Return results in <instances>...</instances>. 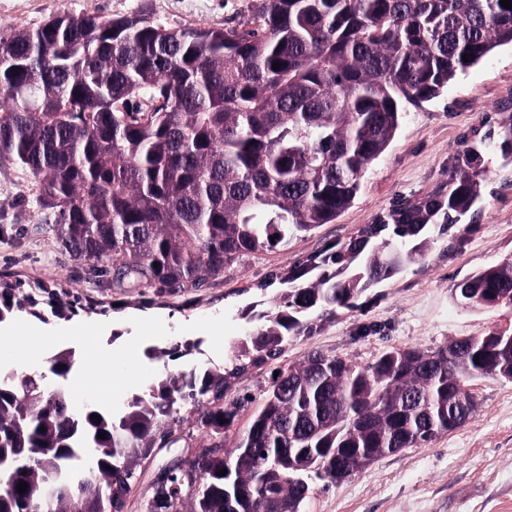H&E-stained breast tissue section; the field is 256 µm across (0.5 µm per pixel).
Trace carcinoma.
<instances>
[{"mask_svg":"<svg viewBox=\"0 0 512 512\" xmlns=\"http://www.w3.org/2000/svg\"><path fill=\"white\" fill-rule=\"evenodd\" d=\"M509 44L512 10L500 0H260L203 28L143 13L59 14L0 33V57L26 63L21 73L0 70V161L29 171L58 242L94 263V277L160 294L200 288L245 257L335 221L394 139L404 105L438 97ZM488 154L512 165V117L467 146L431 194L271 275L281 285L274 307L259 311L253 301L240 310L252 329L231 345L228 367L167 371L122 410L97 408L99 421L61 387L39 402L23 385L0 383V455L38 444L50 449L46 472L62 457L78 466L76 422L92 434L102 488L73 490L56 507L122 512L137 481L130 466L180 428L186 410L214 440L194 512H225L223 469L238 481L239 512H301L307 495L271 466L272 449L323 448L355 471L377 448L433 442L421 430L434 420L441 435L459 428L476 403L450 425L440 402L450 386L469 400L464 377L512 365L499 332L455 341L460 363L451 366L414 349L422 362L402 367L395 349L364 368L338 358L325 375L312 365L323 354L311 353L302 370H278L234 448L224 450L221 437L233 417L224 409L232 376L279 359L312 318L354 307L422 262L438 239L461 244V217L480 198ZM21 288L0 276V323L36 306L30 294L17 297ZM469 288L476 307L502 294L512 300V262L472 275ZM197 348L151 352L176 361ZM21 407L27 419L18 424Z\"/></svg>","mask_w":512,"mask_h":512,"instance_id":"1","label":"carcinoma"}]
</instances>
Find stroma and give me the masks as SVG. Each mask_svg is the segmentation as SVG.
<instances>
[{
	"mask_svg": "<svg viewBox=\"0 0 512 512\" xmlns=\"http://www.w3.org/2000/svg\"><path fill=\"white\" fill-rule=\"evenodd\" d=\"M256 2L0 0V32L33 28L63 12L99 17L143 12L172 27L219 26L247 13ZM406 111L390 146L370 166L354 203L336 221L276 252L245 258L203 287L173 295L116 288L89 278L82 263L59 245L51 222L28 192L30 174L0 163V274L27 285H54L64 303L63 315H55L42 293L41 318L15 314L10 324L18 329L16 346L32 347L25 329L33 325L56 346L74 345L70 332L75 328L94 334L95 358L78 349L81 375L68 379L65 387L115 409L131 395L144 393L163 371L161 361L147 357V348L196 341L198 351L181 359V366H223L230 358V342L247 329L238 316L241 307L278 293V284L269 281L271 274L348 240L400 201L430 194L447 180L467 144L512 115V46L496 48L459 73L439 97ZM485 165L481 201L465 218L470 228L457 251L449 254L435 245L422 263L361 295L354 308L314 321L310 334L289 340L278 364L232 378L225 404L246 394L253 406H260L276 365L299 363L312 350L365 366L394 349L434 351L459 337L503 329L512 333V307L466 308L453 298L464 278L512 258V167H502L492 155ZM131 345L140 353L133 371L118 362ZM465 385L477 403L466 423L429 445L386 455L333 485L312 480L303 512H512V379L476 376ZM208 441L197 415H189L181 441L158 451L140 468L127 512H145L155 469Z\"/></svg>",
	"mask_w": 512,
	"mask_h": 512,
	"instance_id": "obj_1",
	"label": "stroma"
}]
</instances>
